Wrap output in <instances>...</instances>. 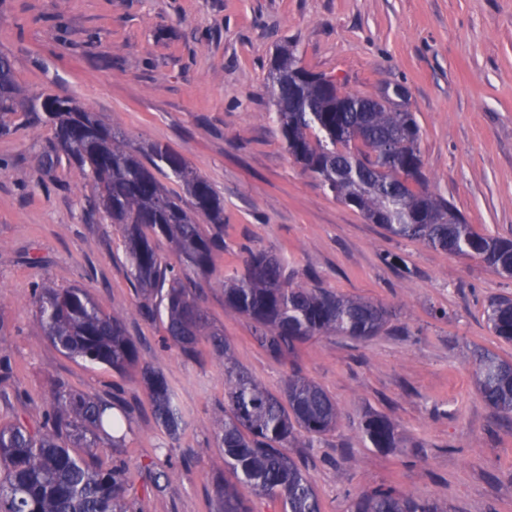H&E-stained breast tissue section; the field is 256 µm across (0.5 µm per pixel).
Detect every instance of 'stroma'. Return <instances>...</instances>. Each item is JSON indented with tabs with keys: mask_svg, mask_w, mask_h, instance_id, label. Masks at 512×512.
I'll return each instance as SVG.
<instances>
[{
	"mask_svg": "<svg viewBox=\"0 0 512 512\" xmlns=\"http://www.w3.org/2000/svg\"><path fill=\"white\" fill-rule=\"evenodd\" d=\"M346 90L405 85L421 127L431 189L492 236L512 237V0H0V55L14 68L21 104L0 132V424L37 426L57 383L119 398L131 414L120 447L98 439L104 466L123 470L138 512H214L215 477L252 512H281L224 466L215 427L224 417V362L195 358L144 320L127 277L118 226L89 217L86 171L39 159L53 132L28 108L42 94L72 98L136 147L182 154L224 198V253L201 278L200 298L234 358L268 390L291 369L333 398L340 419L321 440L299 438L321 512H349L361 493L391 488L443 512H512V425L482 400L475 355L512 358L490 331V298L512 280L476 258L388 236L340 202L288 156L270 116L269 62L283 41ZM283 258L295 277L380 303L394 313L364 342L316 336L280 362L254 325L224 305V278L248 250ZM84 288L122 313L143 362L166 376L185 427L156 423L137 374L67 357L43 335L34 286ZM401 433L384 452L363 437L365 415ZM175 465L163 488L155 472Z\"/></svg>",
	"mask_w": 512,
	"mask_h": 512,
	"instance_id": "obj_1",
	"label": "stroma"
}]
</instances>
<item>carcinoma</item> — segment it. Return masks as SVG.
<instances>
[{
	"mask_svg": "<svg viewBox=\"0 0 512 512\" xmlns=\"http://www.w3.org/2000/svg\"><path fill=\"white\" fill-rule=\"evenodd\" d=\"M270 76L274 115L288 154L337 199L394 237L478 258L512 278V239L477 231L447 199L428 189L420 126L412 111L337 86L302 65L288 44L277 49ZM18 93L13 64L0 56V125L16 111ZM39 108L54 133V147L41 164L51 167L63 153L87 171L95 187L90 211L104 213L122 228L139 313L161 319L166 338L184 355H197L205 342L224 358V419L215 431L224 465L258 496L279 502L282 512H320L316 490L288 448L300 435L312 442L334 429L335 401L296 372L278 394L262 386L232 359L199 301V283L187 274L213 272L224 252V199L167 146L135 149L69 98L43 94ZM161 175L177 178L185 198L172 196ZM156 237L173 243L177 263L157 253ZM33 296L45 336L85 362L119 374L140 372L156 422L176 433L182 415L173 391L160 369L141 362L121 314L105 312L78 287L37 285ZM224 306L254 323L255 340L276 360L294 354L313 336L368 340L390 319L386 308L370 300L295 282L282 259L264 249L248 252L242 268L224 279ZM486 321L495 336L511 343L512 299L491 300ZM475 377L483 401L512 419V362L480 351ZM129 422L111 402L54 386L39 427L20 420L0 424V512H137L126 497L122 471L97 460V433L121 437ZM361 433L375 448L399 447L397 426L385 415L367 416ZM215 492L217 512H252L219 477ZM353 512L443 510L428 500L377 489L358 498Z\"/></svg>",
	"mask_w": 512,
	"mask_h": 512,
	"instance_id": "carcinoma-1",
	"label": "carcinoma"
}]
</instances>
